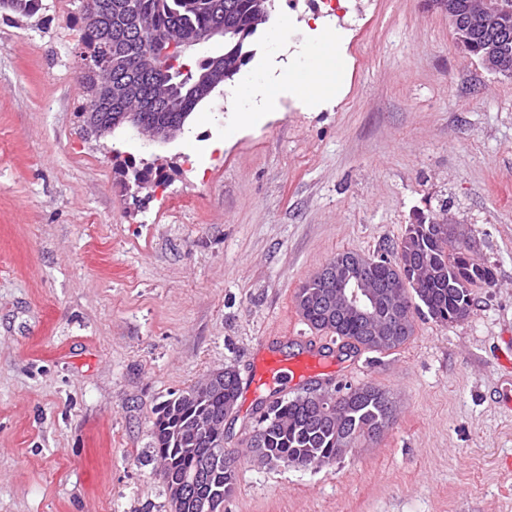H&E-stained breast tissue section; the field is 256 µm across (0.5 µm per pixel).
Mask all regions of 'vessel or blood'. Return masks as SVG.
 <instances>
[{"instance_id":"1","label":"vessel or blood","mask_w":512,"mask_h":512,"mask_svg":"<svg viewBox=\"0 0 512 512\" xmlns=\"http://www.w3.org/2000/svg\"><path fill=\"white\" fill-rule=\"evenodd\" d=\"M328 355L317 346H309L296 359L283 358L276 342L263 345L256 359L250 364L247 375L240 381L242 392L261 393L262 404L277 399L276 385L285 379L319 380L329 376Z\"/></svg>"}]
</instances>
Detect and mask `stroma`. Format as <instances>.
<instances>
[{"instance_id": "stroma-1", "label": "stroma", "mask_w": 512, "mask_h": 512, "mask_svg": "<svg viewBox=\"0 0 512 512\" xmlns=\"http://www.w3.org/2000/svg\"><path fill=\"white\" fill-rule=\"evenodd\" d=\"M83 0L0 12V512H170L155 407L277 340L333 343L295 296L336 253L369 257L417 215L461 225L494 272L464 321L415 315L401 347L334 355L390 426L298 468L249 448L251 394L224 420L237 484L222 512H512V76L458 45L428 0H275L258 53L182 134L145 146L84 127ZM336 30L340 98L289 76ZM281 109L266 112L268 89ZM258 114L238 128L240 109ZM163 158L132 192L115 155Z\"/></svg>"}]
</instances>
